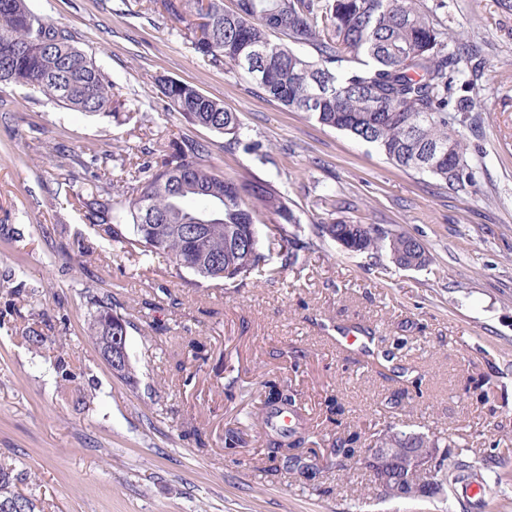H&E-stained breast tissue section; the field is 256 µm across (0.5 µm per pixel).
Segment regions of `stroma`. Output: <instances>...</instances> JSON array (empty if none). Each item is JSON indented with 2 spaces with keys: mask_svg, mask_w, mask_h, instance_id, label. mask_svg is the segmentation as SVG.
<instances>
[{
  "mask_svg": "<svg viewBox=\"0 0 512 512\" xmlns=\"http://www.w3.org/2000/svg\"><path fill=\"white\" fill-rule=\"evenodd\" d=\"M444 1L449 51L479 49L460 64L468 90L450 92L471 101L463 134L476 177L465 194L264 98L143 0H29L95 59L127 114L89 116L0 89V461L28 472L44 512H466L453 499L380 500L361 467L310 481L268 475L252 414L270 380L294 391L317 447L388 422L443 437L450 459L485 476L497 512H512V484L495 482L512 469V0ZM159 75L223 100L259 151L188 124L155 90ZM184 133L209 146L226 177L283 193L311 244L298 269L220 286L165 255L123 253L70 205L93 175L122 200L147 148ZM323 197L336 218L416 239L430 265L398 270L387 252L317 237ZM94 294L112 295L131 321L135 383L113 376L88 336ZM360 324L419 387L398 395L361 344L337 343ZM37 325L48 341L35 350L24 332ZM194 342L204 362L193 361ZM472 377L488 381L487 401L467 391ZM331 397L345 409L334 423L323 415Z\"/></svg>",
  "mask_w": 512,
  "mask_h": 512,
  "instance_id": "1",
  "label": "stroma"
}]
</instances>
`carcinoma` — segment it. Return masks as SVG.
Returning a JSON list of instances; mask_svg holds the SVG:
<instances>
[{
	"instance_id": "obj_1",
	"label": "carcinoma",
	"mask_w": 512,
	"mask_h": 512,
	"mask_svg": "<svg viewBox=\"0 0 512 512\" xmlns=\"http://www.w3.org/2000/svg\"><path fill=\"white\" fill-rule=\"evenodd\" d=\"M153 11L183 24L193 51L215 66L252 79L268 97L304 112L317 123L373 145L393 165L427 173L456 191L475 181L469 150L457 117L448 112L449 73L460 57L448 52V27L426 0H149ZM164 101L191 124L242 143L240 116L224 103L181 80L155 78ZM0 86H33L61 106L88 114H110L119 107L112 84L92 57L73 44L71 34L35 14L27 0H0ZM71 205L90 224H121L112 230L121 251L163 253L179 268L203 280L268 281L298 264L304 249L286 228L298 223L280 190L260 180L238 183L217 173L209 146L188 136L158 150L132 177L124 202L115 208L99 190L80 188ZM282 220L261 237L258 214ZM351 252L387 250L403 269L430 262L423 246L397 231L332 219L317 226ZM278 249L281 265L268 266L266 251ZM95 345L109 330L127 332L129 322L105 297H91ZM297 412L287 386L268 383L255 419L260 424L268 471L315 478L326 469L361 463L364 449L382 445L402 454L427 441L448 442L423 432L385 425L370 434L358 431L338 439L322 454L295 452L306 444L304 429L279 422ZM463 462L443 456L433 474L417 473L414 484L432 481V497H449ZM27 472L0 462V512L16 502L24 512H44L21 485Z\"/></svg>"
}]
</instances>
